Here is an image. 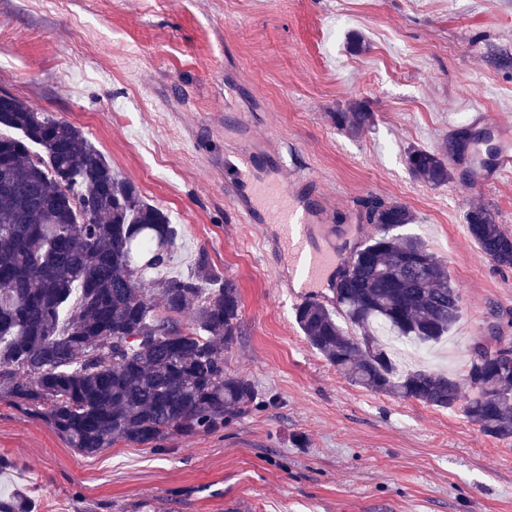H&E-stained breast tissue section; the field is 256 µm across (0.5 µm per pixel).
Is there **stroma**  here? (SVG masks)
<instances>
[{"mask_svg": "<svg viewBox=\"0 0 512 512\" xmlns=\"http://www.w3.org/2000/svg\"><path fill=\"white\" fill-rule=\"evenodd\" d=\"M1 92L81 127L169 213L168 274L188 275L204 251L238 283L224 370L264 404L217 433L87 458L4 395L0 490H26L32 512H512V440L461 409L345 379L295 322L271 217L241 223L224 191L232 157L256 182L314 174L311 221L351 227L350 247L367 237L370 203L409 207L398 232L445 263L462 317L428 354L394 361L463 374L475 340H512V269L465 225L483 206L512 232V175L485 187L461 171L431 188L406 155L456 149L471 102L512 124V0H0ZM354 102L375 114L359 136L331 120Z\"/></svg>", "mask_w": 512, "mask_h": 512, "instance_id": "1", "label": "stroma"}]
</instances>
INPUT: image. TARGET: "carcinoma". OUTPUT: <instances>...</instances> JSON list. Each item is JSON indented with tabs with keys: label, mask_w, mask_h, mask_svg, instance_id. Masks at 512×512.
<instances>
[{
	"label": "carcinoma",
	"mask_w": 512,
	"mask_h": 512,
	"mask_svg": "<svg viewBox=\"0 0 512 512\" xmlns=\"http://www.w3.org/2000/svg\"><path fill=\"white\" fill-rule=\"evenodd\" d=\"M359 135L374 113L352 103L332 115ZM0 394L40 410L70 447L95 456L118 442L156 445L224 423L256 401L255 385L224 372L240 334L241 292L205 251L187 276L149 280L171 261L176 230L118 176L82 128L12 94L0 97ZM428 187L454 179L448 153L407 152ZM378 232L351 254L335 306L307 301L295 321L307 343L352 383L376 393L463 412L487 436L512 438V361L474 353L464 377L401 373L379 343L382 326L422 344L448 334L461 295L447 267L415 237L389 234L413 214L378 202ZM469 237L498 268H512V233L492 212L466 214ZM192 313L190 327L177 316ZM0 512H30L27 492L0 497Z\"/></svg>",
	"instance_id": "carcinoma-1"
}]
</instances>
